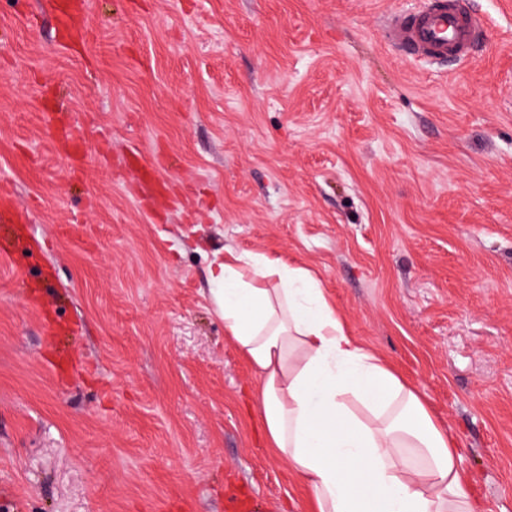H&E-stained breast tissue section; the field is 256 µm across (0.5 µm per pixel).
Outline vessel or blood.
<instances>
[{
	"mask_svg": "<svg viewBox=\"0 0 512 512\" xmlns=\"http://www.w3.org/2000/svg\"><path fill=\"white\" fill-rule=\"evenodd\" d=\"M482 29L463 0H424L417 11L392 15L384 36L402 55L444 64L466 59L479 44Z\"/></svg>",
	"mask_w": 512,
	"mask_h": 512,
	"instance_id": "vessel-or-blood-1",
	"label": "vessel or blood"
}]
</instances>
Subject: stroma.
<instances>
[{
	"label": "stroma",
	"instance_id": "obj_1",
	"mask_svg": "<svg viewBox=\"0 0 512 512\" xmlns=\"http://www.w3.org/2000/svg\"><path fill=\"white\" fill-rule=\"evenodd\" d=\"M0 0V512H308L210 300L310 271L512 512V8L445 66L422 0ZM482 29L463 0H426L417 11L392 15L384 36L404 56L444 64L466 59L480 43Z\"/></svg>",
	"mask_w": 512,
	"mask_h": 512
}]
</instances>
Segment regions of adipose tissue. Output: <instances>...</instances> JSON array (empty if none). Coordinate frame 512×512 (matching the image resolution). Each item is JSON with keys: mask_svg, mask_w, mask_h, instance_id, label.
I'll use <instances>...</instances> for the list:
<instances>
[{"mask_svg": "<svg viewBox=\"0 0 512 512\" xmlns=\"http://www.w3.org/2000/svg\"><path fill=\"white\" fill-rule=\"evenodd\" d=\"M209 284L256 379L266 446L306 491L308 512H485L421 396L345 333L306 269L218 257ZM406 448L419 463L405 461Z\"/></svg>", "mask_w": 512, "mask_h": 512, "instance_id": "ef3b65f1", "label": "adipose tissue"}]
</instances>
